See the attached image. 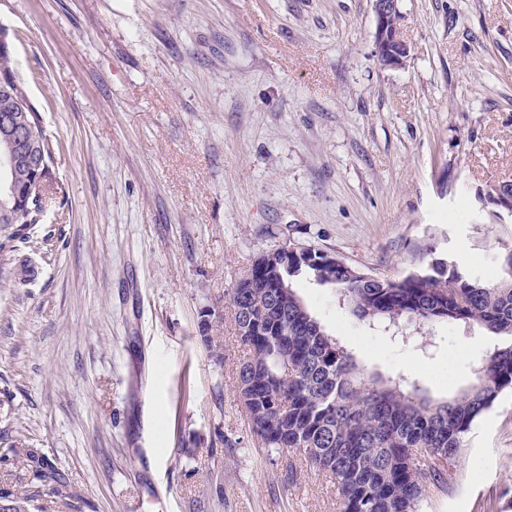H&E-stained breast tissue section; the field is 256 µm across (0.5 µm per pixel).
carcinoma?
Listing matches in <instances>:
<instances>
[{
	"instance_id": "1",
	"label": "carcinoma",
	"mask_w": 512,
	"mask_h": 512,
	"mask_svg": "<svg viewBox=\"0 0 512 512\" xmlns=\"http://www.w3.org/2000/svg\"><path fill=\"white\" fill-rule=\"evenodd\" d=\"M3 74L13 83L0 91V117L15 113L17 100L28 96L11 53L0 52ZM28 120L53 161L59 145L46 134L39 111ZM9 180L24 201L13 223H43L33 197L41 182L55 180L54 167L42 172L20 163ZM265 259L256 258L252 279L238 282L231 296L247 352L237 372V393L252 433L263 447L298 453L334 476L340 512H418L428 485L444 480L472 425L512 390V250L502 256L505 276L494 285L444 259L398 279L375 278L351 266L331 268L292 251L288 271L272 279L261 267ZM302 274L334 288L349 314L370 325H477L495 344L466 387L435 399L415 379L368 369L328 334L292 286ZM424 449L442 464L424 462ZM0 454L32 463L24 491H0V512H43L47 497L63 498L72 512H82L81 496L67 490L34 449L11 444Z\"/></svg>"
}]
</instances>
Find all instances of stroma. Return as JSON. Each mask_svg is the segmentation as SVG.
<instances>
[{"label":"stroma","mask_w":512,"mask_h":512,"mask_svg":"<svg viewBox=\"0 0 512 512\" xmlns=\"http://www.w3.org/2000/svg\"><path fill=\"white\" fill-rule=\"evenodd\" d=\"M398 5L409 54L387 67L373 0H0L62 186L0 252V443L35 449L83 512H338L334 477L262 448L237 398L230 296L260 254L501 279L512 0ZM294 287L367 366L438 399L491 346L411 323L405 344ZM420 512H512V391Z\"/></svg>","instance_id":"1"}]
</instances>
